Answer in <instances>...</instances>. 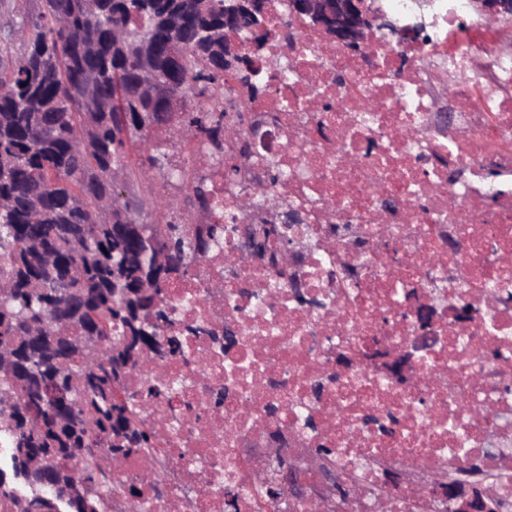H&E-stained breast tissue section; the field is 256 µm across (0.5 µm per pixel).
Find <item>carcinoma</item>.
I'll use <instances>...</instances> for the list:
<instances>
[{"label":"carcinoma","mask_w":512,"mask_h":512,"mask_svg":"<svg viewBox=\"0 0 512 512\" xmlns=\"http://www.w3.org/2000/svg\"><path fill=\"white\" fill-rule=\"evenodd\" d=\"M24 17L22 58L0 56V432L12 474L0 496L17 512H103L134 482L112 481L102 449L147 456L146 402L163 394L125 386L149 351H181L165 335L160 297L169 252L186 270L219 246L223 227L187 232L150 208L155 182L176 180L197 205L207 192L190 168L173 169L156 141L177 125L224 157V83L254 98L265 70L245 68L224 37V0H36ZM180 90L169 107L163 86ZM205 99V105L194 99ZM137 159L130 160V152ZM143 224L153 241L116 231ZM21 480L29 493L14 486Z\"/></svg>","instance_id":"cac0c4a2"}]
</instances>
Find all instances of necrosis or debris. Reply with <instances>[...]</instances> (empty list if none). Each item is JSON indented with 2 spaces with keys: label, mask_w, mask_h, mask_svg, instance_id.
<instances>
[{
  "label": "necrosis or debris",
  "mask_w": 512,
  "mask_h": 512,
  "mask_svg": "<svg viewBox=\"0 0 512 512\" xmlns=\"http://www.w3.org/2000/svg\"><path fill=\"white\" fill-rule=\"evenodd\" d=\"M470 2L380 0L421 38L372 33L356 56L269 0L270 91L242 100L226 85L261 125L246 163L228 172L167 131L170 166L204 178L200 221L223 225L224 242L164 289L183 353L131 379L171 387L144 418L173 478L161 498L141 482L138 512H314L305 497L267 503L255 483L273 457L321 447L355 476L341 512H459L435 486L388 483L390 468L478 483L492 512H512V22L471 16ZM270 168L267 192L301 218L279 267L242 245L243 225L269 215L245 189ZM420 303L440 338L403 385L362 355L413 345Z\"/></svg>",
  "instance_id": "1"
}]
</instances>
